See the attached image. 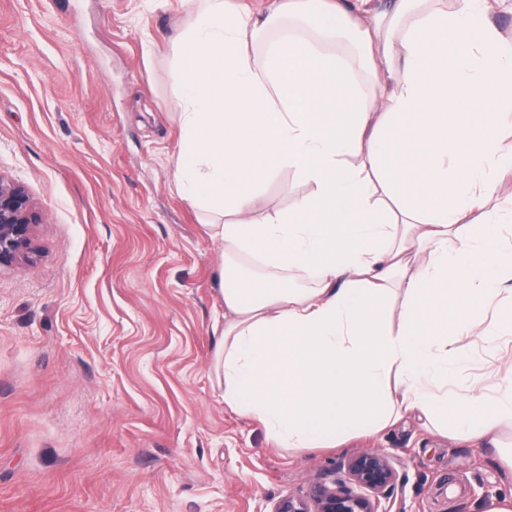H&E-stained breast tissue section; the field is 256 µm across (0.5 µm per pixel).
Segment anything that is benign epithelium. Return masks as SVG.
<instances>
[{"instance_id": "7a95c632", "label": "benign epithelium", "mask_w": 512, "mask_h": 512, "mask_svg": "<svg viewBox=\"0 0 512 512\" xmlns=\"http://www.w3.org/2000/svg\"><path fill=\"white\" fill-rule=\"evenodd\" d=\"M38 215L25 189L0 176V267L27 260ZM348 480L361 492L342 486L315 485L303 496L281 498L272 512H380L376 495L394 484L396 473L390 456L359 452L344 464Z\"/></svg>"}]
</instances>
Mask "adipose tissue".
Instances as JSON below:
<instances>
[{"label": "adipose tissue", "instance_id": "adipose-tissue-1", "mask_svg": "<svg viewBox=\"0 0 512 512\" xmlns=\"http://www.w3.org/2000/svg\"><path fill=\"white\" fill-rule=\"evenodd\" d=\"M271 0L267 12L194 0L176 37L183 110L172 180L221 245L224 405L283 448H333L412 415L498 448L512 471V354L485 311L512 283V243L489 227L512 110V42L485 0ZM289 18L256 64L252 44ZM360 51L372 90L327 48ZM288 168L309 192L258 214ZM313 285L294 288L290 272ZM493 356L494 395L448 377L463 339Z\"/></svg>", "mask_w": 512, "mask_h": 512}]
</instances>
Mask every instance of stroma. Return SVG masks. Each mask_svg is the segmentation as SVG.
Returning <instances> with one entry per match:
<instances>
[{"label": "stroma", "instance_id": "1", "mask_svg": "<svg viewBox=\"0 0 512 512\" xmlns=\"http://www.w3.org/2000/svg\"><path fill=\"white\" fill-rule=\"evenodd\" d=\"M192 0H0V176L41 216L0 268V512H271L393 460L382 512H512L493 449L413 419L337 448H281L213 372L220 245L171 182L182 111L167 42ZM292 171L258 208L306 194Z\"/></svg>", "mask_w": 512, "mask_h": 512}]
</instances>
